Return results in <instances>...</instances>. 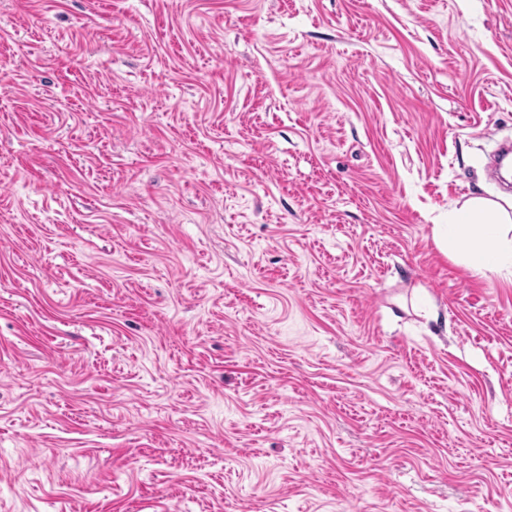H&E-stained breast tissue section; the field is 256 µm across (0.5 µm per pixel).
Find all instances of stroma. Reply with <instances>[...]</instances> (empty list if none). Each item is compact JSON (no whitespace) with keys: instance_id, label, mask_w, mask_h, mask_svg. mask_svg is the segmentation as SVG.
<instances>
[{"instance_id":"1","label":"stroma","mask_w":512,"mask_h":512,"mask_svg":"<svg viewBox=\"0 0 512 512\" xmlns=\"http://www.w3.org/2000/svg\"><path fill=\"white\" fill-rule=\"evenodd\" d=\"M506 137L512 0H0V512H512ZM512 218L501 205L477 197L466 202L456 213L453 224L440 226L443 240L451 238L454 245L465 246L463 258L474 270L512 275ZM486 225L485 236L474 248L470 245L473 229Z\"/></svg>"}]
</instances>
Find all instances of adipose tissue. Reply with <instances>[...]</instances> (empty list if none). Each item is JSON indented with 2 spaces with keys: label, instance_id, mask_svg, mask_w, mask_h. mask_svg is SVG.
Wrapping results in <instances>:
<instances>
[{
  "label": "adipose tissue",
  "instance_id": "1",
  "mask_svg": "<svg viewBox=\"0 0 512 512\" xmlns=\"http://www.w3.org/2000/svg\"><path fill=\"white\" fill-rule=\"evenodd\" d=\"M479 224L485 225L486 232L475 244L471 237ZM443 236L454 245L464 246L463 258L474 270L512 275V213L498 203L482 197L469 200L457 211Z\"/></svg>",
  "mask_w": 512,
  "mask_h": 512
}]
</instances>
